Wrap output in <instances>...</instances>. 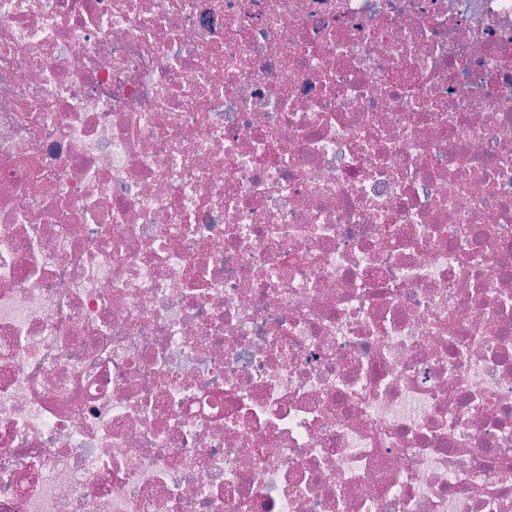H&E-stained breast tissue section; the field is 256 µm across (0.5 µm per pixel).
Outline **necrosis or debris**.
I'll return each instance as SVG.
<instances>
[{"label":"necrosis or debris","instance_id":"4bbe7bcc","mask_svg":"<svg viewBox=\"0 0 512 512\" xmlns=\"http://www.w3.org/2000/svg\"><path fill=\"white\" fill-rule=\"evenodd\" d=\"M0 512H512V0H0Z\"/></svg>","mask_w":512,"mask_h":512}]
</instances>
